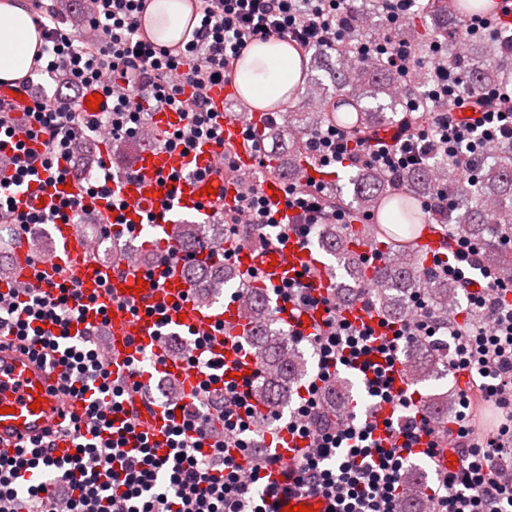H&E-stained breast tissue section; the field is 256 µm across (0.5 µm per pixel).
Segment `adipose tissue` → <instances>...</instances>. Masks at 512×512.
I'll list each match as a JSON object with an SVG mask.
<instances>
[{
  "mask_svg": "<svg viewBox=\"0 0 512 512\" xmlns=\"http://www.w3.org/2000/svg\"><path fill=\"white\" fill-rule=\"evenodd\" d=\"M191 18L186 0H153L145 17L156 41L167 45L181 40ZM41 36L26 0H0V81L27 76L38 53ZM302 76V61L285 41L254 42L239 60L233 79L243 97L263 109L276 101H288Z\"/></svg>",
  "mask_w": 512,
  "mask_h": 512,
  "instance_id": "obj_1",
  "label": "adipose tissue"
}]
</instances>
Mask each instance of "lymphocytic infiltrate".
Masks as SVG:
<instances>
[{
    "mask_svg": "<svg viewBox=\"0 0 512 512\" xmlns=\"http://www.w3.org/2000/svg\"><path fill=\"white\" fill-rule=\"evenodd\" d=\"M146 3L91 0L81 26L72 28L42 0H34V21L43 39L34 70L64 77L71 93L43 97L32 93L30 83H22L30 100L25 109L28 135L40 141L43 151L32 156L24 141L15 140V106L1 99L0 144H11L15 152L14 189H21L39 166L75 181L80 194L45 213L16 211L10 197L0 195L1 223L24 231L58 220L81 223L88 213L83 196L111 194L112 176L81 167L77 145L93 137L135 139L146 114L155 110L167 107L185 115L180 131L163 139L165 147L218 137L209 93L232 82L238 60L255 41L282 38L304 53L313 48L334 52L351 41L350 0H192L198 23L174 52L143 39L140 17ZM455 81L448 69H437L431 89L410 97L412 118L391 137L377 129L345 131L332 125L310 134L305 141L307 171L282 183L289 217L277 218L276 208L252 185L240 193L235 209L213 207L211 220L246 222L262 233L277 229L276 238L263 234L265 246L292 233L305 241L316 225L345 218L344 212L324 205L323 177L329 168L378 169L396 184L409 164L442 153L452 161L480 162L487 146L512 139V88L495 91L503 105L495 112L487 109L484 95L449 96ZM187 87L192 93L186 101L182 93ZM91 89L108 97V111L81 112ZM430 102L442 104V111H426ZM465 107L476 112L474 122H460L458 111ZM483 254L482 242L452 239L432 260L436 273L466 289V307L454 316L443 317L419 297L414 315L382 317L375 329L353 326L337 308H330L323 328L309 336L318 372L303 385L299 406L286 425L288 433L306 443L298 458L300 489L334 494L338 512H396L410 460L418 455L435 460L438 448L447 445L456 448L460 464L454 471H438L427 496L431 512H512V282L485 265ZM474 270L479 273L475 279L470 276ZM83 310L78 289L64 283L54 294L17 291L10 300H0V326L19 342L40 346L45 361L61 368L71 394L87 399L89 430L74 437L76 451L70 456L55 457L50 439L1 453L0 505H10V512H57L61 501L67 512H267L268 499L277 493L261 481L268 460L252 458L244 437L257 412L251 380L220 394L208 387L195 394L172 427V455L160 459L146 432L140 431L139 419L129 420L116 434L100 410L99 400L105 396L118 412L137 402L149 409L157 401L140 388L112 381L101 362L98 329L71 332ZM43 320L60 326L61 335L41 334L35 324ZM415 340L447 346L449 372L466 374L471 383L446 422L430 418L422 398L393 387L391 371ZM349 363L361 365L368 376L367 391L377 404L391 406L383 423L354 414L335 423L321 421V391L333 380V368ZM488 405L495 408L496 420L484 431L479 411ZM215 418L224 422L225 439L213 443L208 425ZM380 427L386 433L382 439L375 435ZM130 435L136 447H127ZM426 435L431 442L424 448L420 442ZM234 447L250 456L249 469H242L231 455Z\"/></svg>",
    "mask_w": 512,
    "mask_h": 512,
    "instance_id": "lymphocytic-infiltrate-1",
    "label": "lymphocytic infiltrate"
}]
</instances>
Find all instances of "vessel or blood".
I'll return each mask as SVG.
<instances>
[{"label": "vessel or blood", "instance_id": "1", "mask_svg": "<svg viewBox=\"0 0 512 512\" xmlns=\"http://www.w3.org/2000/svg\"><path fill=\"white\" fill-rule=\"evenodd\" d=\"M235 95V89L228 85L215 86L210 92L211 110L222 115V142L201 140L185 149L144 150L130 171L119 175L117 190L123 209L111 208L105 199L91 202L94 209L112 220L121 215L137 223L142 216L153 217L151 246L159 252L161 262L156 272H148L139 260H123L116 266L98 261L76 225L58 222L52 226L54 246L46 256L32 257L27 238H20L15 246L17 263L13 275L9 281L0 282L2 292L11 287L42 292L54 289L62 279H70L88 307L83 326L102 325L109 333L102 363L113 377L127 387L146 389L154 375H162L178 386L184 404L199 392L204 377L169 350L165 331L187 326L210 334L211 351L224 362L221 386L231 385L234 375L252 374L259 368L245 336L248 318L236 304L213 307L192 299L191 285L183 274L184 257L171 234L172 224L181 217L208 215L214 203L234 204L239 188L224 176L225 145L235 147L240 171L252 172L257 165L255 152L244 143L243 130L246 117L259 116L260 111L243 100L239 103L240 116L226 114L225 105ZM182 124L180 112H153L147 123V136L159 138ZM65 185V179L36 169L15 194V206L21 212L52 207L68 197ZM207 186L212 189L208 195L203 192ZM231 262L238 272L253 273V287L264 291L283 287L306 267L318 268L321 277L312 291L318 300L316 306L303 316L296 314L290 303L276 302L275 310L285 325L305 335L326 318L323 299L333 286L331 273L322 254L307 250L296 235H289L281 246L237 248ZM140 281L145 288L139 292L135 286ZM146 359L152 362L151 370H135V363ZM61 385L60 369L41 362L12 337L0 336V451L11 453L17 446L48 436L55 441L57 456L73 453L67 425L71 420L85 418L86 405L64 395ZM176 412L175 406L165 403L140 416L159 458L170 454L169 432ZM278 434L277 461L263 473L265 484L279 489L277 497L268 501L269 512H283L286 506L299 504L314 512H336L334 496L307 494L296 487V455L302 442L288 435L286 429H279Z\"/></svg>", "mask_w": 512, "mask_h": 512}]
</instances>
